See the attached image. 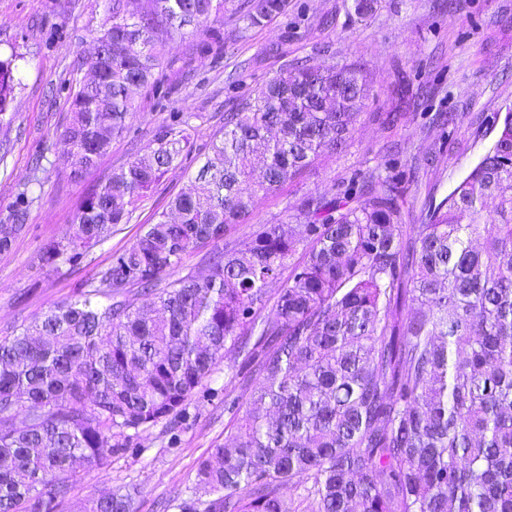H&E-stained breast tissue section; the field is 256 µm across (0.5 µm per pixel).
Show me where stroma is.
Returning a JSON list of instances; mask_svg holds the SVG:
<instances>
[{
	"instance_id": "obj_1",
	"label": "stroma",
	"mask_w": 512,
	"mask_h": 512,
	"mask_svg": "<svg viewBox=\"0 0 512 512\" xmlns=\"http://www.w3.org/2000/svg\"><path fill=\"white\" fill-rule=\"evenodd\" d=\"M227 0L224 60L212 64L180 37L165 47L171 93L164 106L139 97L130 133L81 177L61 134L70 115L71 64L95 48L103 23L100 0H0V56L18 54L17 81L9 120L0 124V224L24 211L22 233L0 251V337L12 335L49 306L74 297L113 253L129 247L143 225L190 186L215 133L224 126L230 100L251 93L295 59L331 67L361 61L370 92L341 152L319 157L291 181L258 200L247 220L232 225L228 247L245 248L266 224H287L304 196L368 178L385 164L416 169L404 205V223L417 224L429 204L440 202L490 147L488 118L512 106V0H374L364 16L353 0H289L287 19L245 28ZM423 85L425 98L398 126L387 129L377 115L392 110L395 72ZM193 112V148L140 199L129 223L74 264L48 271L38 264L45 246L63 238L76 204L114 169L144 152L170 113ZM454 112L458 123L443 132L434 117ZM227 359L200 386L175 429L157 424L127 448L118 449L105 470L79 468L74 499L105 490L136 487L135 512H161L162 501L183 493L196 479L199 461L223 443L226 396L242 395Z\"/></svg>"
}]
</instances>
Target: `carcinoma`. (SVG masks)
I'll return each instance as SVG.
<instances>
[{"label":"carcinoma","instance_id":"carcinoma-1","mask_svg":"<svg viewBox=\"0 0 512 512\" xmlns=\"http://www.w3.org/2000/svg\"><path fill=\"white\" fill-rule=\"evenodd\" d=\"M101 2L82 62L91 77L62 134L76 175L128 132L137 92L168 99V40L201 34L196 49L217 59L224 48L211 22L226 0ZM286 2L246 0L237 12L259 26ZM15 61L0 58V122ZM368 93L358 63L285 64L224 113L191 191L89 288L0 340V512H62L76 464L106 469L117 449L176 420L229 353L254 384L225 401L229 436L167 509L512 512V108L494 114L492 146L419 224L403 223L411 179L389 165L380 189L353 177L305 196L294 223L264 225L247 249L224 246L260 197L346 147ZM393 93L398 104L378 117L388 129L420 101L401 72ZM193 118L170 113L146 154L82 196L43 265L73 263L129 223L191 152ZM21 229L0 224V251ZM202 245L204 271L180 275ZM137 494L110 488L76 509L133 512Z\"/></svg>","mask_w":512,"mask_h":512}]
</instances>
